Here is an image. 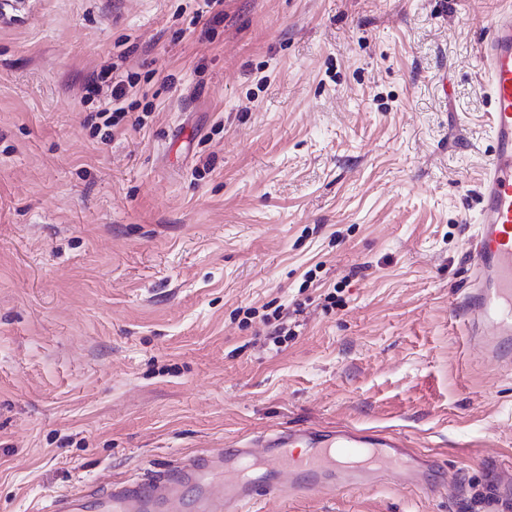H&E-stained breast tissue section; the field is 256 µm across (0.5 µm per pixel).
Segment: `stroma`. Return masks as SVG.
<instances>
[{
    "label": "stroma",
    "instance_id": "stroma-1",
    "mask_svg": "<svg viewBox=\"0 0 512 512\" xmlns=\"http://www.w3.org/2000/svg\"><path fill=\"white\" fill-rule=\"evenodd\" d=\"M510 5L0 0V512L299 425L401 434L469 495L244 512H490L512 372L457 300ZM112 71V76L111 75ZM117 68L113 67L112 70L104 72L101 76V82L105 83V86L107 87V92L110 90V94L107 95L105 104L109 103L112 108L105 107L102 112H99L101 114L108 113L110 110H112V116L108 117L104 121L105 126H113L115 123L117 124L119 122V119L125 116V108L124 107H117L114 109V104H119V102L128 94L130 89H133L137 85L138 76L133 74H118L116 75ZM110 101V102H109Z\"/></svg>",
    "mask_w": 512,
    "mask_h": 512
}]
</instances>
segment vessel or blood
Here are the masks:
<instances>
[{
	"label": "vessel or blood",
	"mask_w": 512,
	"mask_h": 512,
	"mask_svg": "<svg viewBox=\"0 0 512 512\" xmlns=\"http://www.w3.org/2000/svg\"><path fill=\"white\" fill-rule=\"evenodd\" d=\"M481 86L490 102L492 150L479 178L471 246L477 261L460 303L471 335L512 366V7L491 16L478 43ZM436 454L398 434L346 427H295L257 436L251 447L201 450L161 473L76 489L51 512H242L267 497L369 488L389 478L409 490L439 491Z\"/></svg>",
	"instance_id": "obj_1"
}]
</instances>
